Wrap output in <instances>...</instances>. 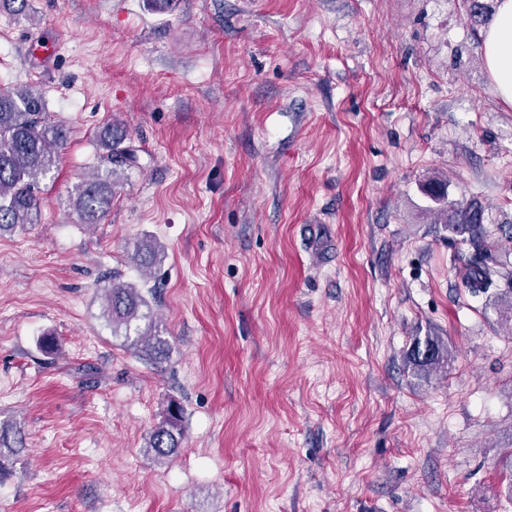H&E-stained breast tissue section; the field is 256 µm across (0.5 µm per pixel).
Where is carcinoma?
<instances>
[{
    "mask_svg": "<svg viewBox=\"0 0 512 512\" xmlns=\"http://www.w3.org/2000/svg\"><path fill=\"white\" fill-rule=\"evenodd\" d=\"M466 14L474 23L491 20L489 0H464ZM69 129L46 112L40 95L29 89L0 87V234L37 223L40 214V179L53 171L58 149L68 139ZM100 162L93 173L78 183L72 194V206L83 224H99L112 207V197L126 172L139 167L137 150L125 144V136L115 127H105L98 138ZM427 196L437 204L443 223L452 231L466 230L473 249L467 260L465 286L486 293L503 276L487 264V231L481 208L447 198L446 183L432 179ZM162 249L152 239H143L134 247L131 263L148 274L161 262ZM102 318L112 333L124 332L125 341L139 355L159 363L169 355V342L153 322L150 301L132 282L112 272V281L104 288ZM449 351L434 336L416 341L409 354V366L417 376L427 377L448 362ZM182 408L174 405L167 417L152 430L147 450L159 459H167L181 446ZM24 425L15 417L0 420V472L6 469L4 452L24 447Z\"/></svg>",
    "mask_w": 512,
    "mask_h": 512,
    "instance_id": "obj_1",
    "label": "carcinoma"
}]
</instances>
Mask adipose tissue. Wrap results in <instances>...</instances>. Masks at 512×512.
<instances>
[{"instance_id":"obj_1","label":"adipose tissue","mask_w":512,"mask_h":512,"mask_svg":"<svg viewBox=\"0 0 512 512\" xmlns=\"http://www.w3.org/2000/svg\"><path fill=\"white\" fill-rule=\"evenodd\" d=\"M481 45L497 97L512 106V0H497L495 19L482 32Z\"/></svg>"}]
</instances>
